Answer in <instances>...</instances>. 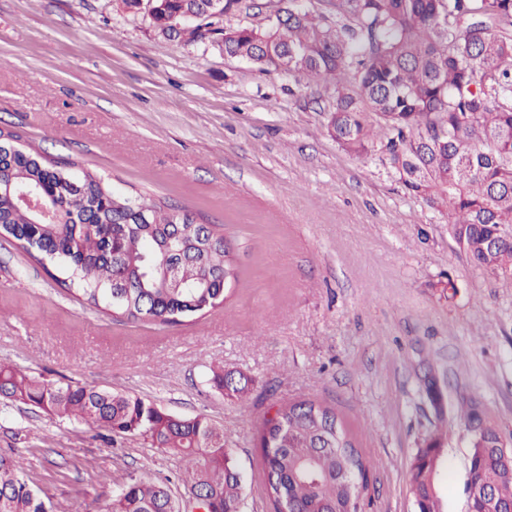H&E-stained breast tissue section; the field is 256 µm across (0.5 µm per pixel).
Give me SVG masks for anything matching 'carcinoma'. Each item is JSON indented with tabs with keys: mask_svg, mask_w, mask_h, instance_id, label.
<instances>
[{
	"mask_svg": "<svg viewBox=\"0 0 512 512\" xmlns=\"http://www.w3.org/2000/svg\"><path fill=\"white\" fill-rule=\"evenodd\" d=\"M152 25L164 35L200 37V26L169 21L206 15L210 0H154ZM348 22L335 26L288 0L267 23L224 31L230 58L274 68L307 82L334 86L327 129L345 151L385 154L407 194L448 213V231L470 262L512 287V0H338ZM0 157V182L34 184L56 221L45 224L0 192V236L30 258L52 264L65 291L116 321L173 326L224 304V277H238L224 234L194 212L126 195L87 169L51 161L16 146ZM179 250L165 283L166 244ZM210 383L241 399L248 379L211 370ZM0 397L107 431L138 435L177 456L182 482L205 497L211 512H241L244 476L224 442V426L203 415H175L141 397L50 381L0 364ZM464 428L482 427L484 450L468 461L466 489L488 490L512 505V472L495 445L501 434L483 405L459 403ZM448 431L438 428L410 463L409 491L417 512H441L436 478L444 467ZM271 512H362L371 462L336 409L301 400L277 410L259 436ZM24 458L0 453V512H42ZM178 509L163 483L129 475L107 512Z\"/></svg>",
	"mask_w": 512,
	"mask_h": 512,
	"instance_id": "obj_1",
	"label": "carcinoma"
}]
</instances>
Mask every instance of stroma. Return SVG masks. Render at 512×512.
<instances>
[{"instance_id": "obj_1", "label": "stroma", "mask_w": 512, "mask_h": 512, "mask_svg": "<svg viewBox=\"0 0 512 512\" xmlns=\"http://www.w3.org/2000/svg\"><path fill=\"white\" fill-rule=\"evenodd\" d=\"M333 103L331 85L162 36L118 0H0V130L114 190L189 207L240 270L223 305L183 324L117 322L0 238V363L223 425L242 512H269L258 435L276 407L336 408L373 465L364 512H415L410 462L444 425L438 494L466 512L460 398L512 440V288L468 260L447 215L405 194L380 152L336 144ZM214 368L248 376L246 397L212 388ZM0 452L23 456L54 512H105L129 474L185 493L179 459L141 437L27 406L0 405Z\"/></svg>"}]
</instances>
